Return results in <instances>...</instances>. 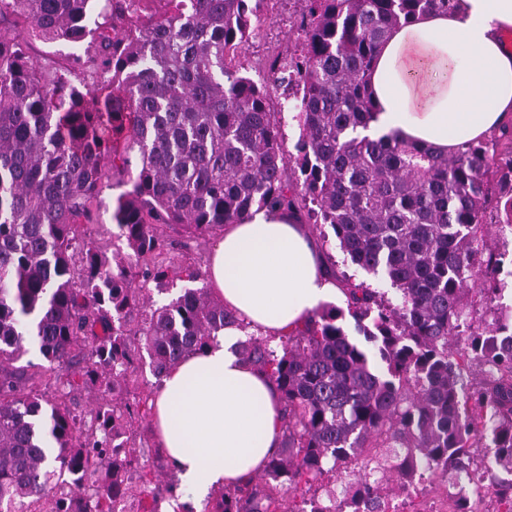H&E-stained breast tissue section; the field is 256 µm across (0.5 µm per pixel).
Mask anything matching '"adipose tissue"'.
<instances>
[{
  "label": "adipose tissue",
  "instance_id": "obj_1",
  "mask_svg": "<svg viewBox=\"0 0 512 512\" xmlns=\"http://www.w3.org/2000/svg\"><path fill=\"white\" fill-rule=\"evenodd\" d=\"M510 30L512 0H458L393 29L371 70L369 135L392 132L452 154L502 126L512 117V49L501 41ZM208 281L239 322L167 371L153 415L181 492L198 503L259 471L280 446L278 391L241 359L239 340L295 332L339 293L284 210H254L225 225Z\"/></svg>",
  "mask_w": 512,
  "mask_h": 512
}]
</instances>
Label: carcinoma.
Returning <instances> with one entry per match:
<instances>
[{
    "label": "carcinoma",
    "instance_id": "1",
    "mask_svg": "<svg viewBox=\"0 0 512 512\" xmlns=\"http://www.w3.org/2000/svg\"><path fill=\"white\" fill-rule=\"evenodd\" d=\"M0 0V28L27 26L80 53L46 71L0 35V507L51 502L47 512H111L137 482L152 506L179 498L149 479L143 414L95 399L89 421L25 385V344L65 390L157 380L238 321L205 286L166 303L158 229L205 236L257 207L331 229L345 259L386 281L395 300L346 282L347 308L326 305L281 341L249 337L243 360L275 383L280 450L261 474L212 494L210 512H286L288 493L323 474L345 479L316 512H385L382 486L404 489L472 474L494 477L512 512V306L502 303L512 251L485 226L512 225V127L452 155L394 133L361 134L374 111L368 76L388 33L455 0H297L300 50L255 82L241 72L261 0ZM286 99L299 136L281 147L270 108ZM506 151L497 153L501 141ZM128 186L113 218L130 253L107 260L79 233L103 189ZM478 286L475 304L466 301ZM372 348L343 327L345 316ZM79 355L87 366L67 371ZM478 382L464 385V372ZM125 434L123 447L112 442ZM71 471L87 486L59 485Z\"/></svg>",
    "mask_w": 512,
    "mask_h": 512
}]
</instances>
